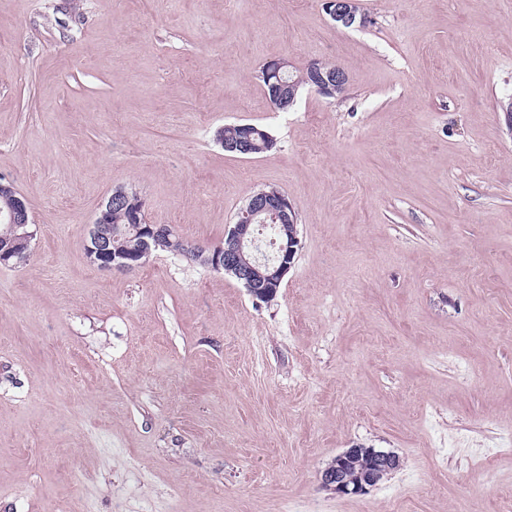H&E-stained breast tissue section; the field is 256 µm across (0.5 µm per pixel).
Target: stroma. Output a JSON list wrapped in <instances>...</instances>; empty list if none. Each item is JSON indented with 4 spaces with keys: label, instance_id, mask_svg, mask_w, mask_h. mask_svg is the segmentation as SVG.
Listing matches in <instances>:
<instances>
[{
    "label": "stroma",
    "instance_id": "obj_1",
    "mask_svg": "<svg viewBox=\"0 0 512 512\" xmlns=\"http://www.w3.org/2000/svg\"><path fill=\"white\" fill-rule=\"evenodd\" d=\"M0 0V177L28 201L0 265V512H512V0ZM343 96L275 110L262 65ZM275 147L224 152L218 128ZM118 186L218 245L284 192L301 246L274 301L164 252L84 245ZM402 460L367 494L319 475ZM356 0H325L327 14L333 21L344 27L364 26L367 23L365 14L359 12ZM287 65L283 66V74L288 81H297L301 83L300 88L296 86L293 82L288 83L287 80L284 79L280 74V69L282 67V63L277 61L276 65H270L272 67V71L270 74L276 76L274 82L271 83V94L268 99L273 106L274 109L280 110L285 106H291L296 102L298 90L300 91L307 85L303 84L304 78L309 76L310 68L314 67L318 71L325 72L336 64L332 63H323V62H315L310 64L303 70H299L294 68L292 65H289L288 60H285ZM309 87L315 88L319 93L323 94L326 97L331 96L333 93L343 94L347 89L348 77L346 72L338 65H336L335 69L330 71L327 74V77L323 75L315 74L312 80L308 82ZM238 126H247L248 129L241 127L240 135L235 138L233 142L227 145V149L236 151L238 153L248 154L251 152L252 138L255 143L253 153L247 156H255L270 151L276 144L274 137L265 128L258 127L252 124H226L219 128L218 134H222L224 139H232L239 133ZM367 455V462L353 476L348 475L352 459ZM320 474L322 488L332 490L340 496L364 495L378 484L384 473H391L400 467V458L390 450L381 448H348Z\"/></svg>",
    "mask_w": 512,
    "mask_h": 512
}]
</instances>
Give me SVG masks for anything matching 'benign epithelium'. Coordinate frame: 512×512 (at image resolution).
<instances>
[{
    "label": "benign epithelium",
    "instance_id": "obj_1",
    "mask_svg": "<svg viewBox=\"0 0 512 512\" xmlns=\"http://www.w3.org/2000/svg\"><path fill=\"white\" fill-rule=\"evenodd\" d=\"M327 14L344 27L363 26L367 17L359 12L356 0H324ZM282 63L272 66L275 75L271 83L269 101L274 109L280 110L296 102L299 87L284 79L280 74ZM348 77L339 66L327 75H315L309 86L326 97L346 91ZM252 133L244 128L227 149L238 153L251 152ZM0 192L4 193L6 206L0 209V220L14 230H22L15 236L14 246L0 251V265L17 263L29 246L31 234L25 226L31 223L26 199L18 194L13 184L0 181ZM134 190L118 187L98 208L86 241V255L90 262L103 271H132L136 268L133 258L125 253L112 251L111 224L112 203L126 198ZM297 225L292 203L275 188L251 194L240 208L237 221L224 235V242L206 249L208 268L224 272L239 280L243 287L256 299L264 300L270 291L281 285L288 274L300 248L297 232L288 234L280 241L272 240V253L260 249L265 221ZM169 230L162 224H149L140 213H135L133 231L138 237V249L148 250L158 235ZM400 467V458L390 450L381 448H349L336 456L332 465L320 474L321 487L340 496L364 495L378 484L384 473H391Z\"/></svg>",
    "mask_w": 512,
    "mask_h": 512
}]
</instances>
